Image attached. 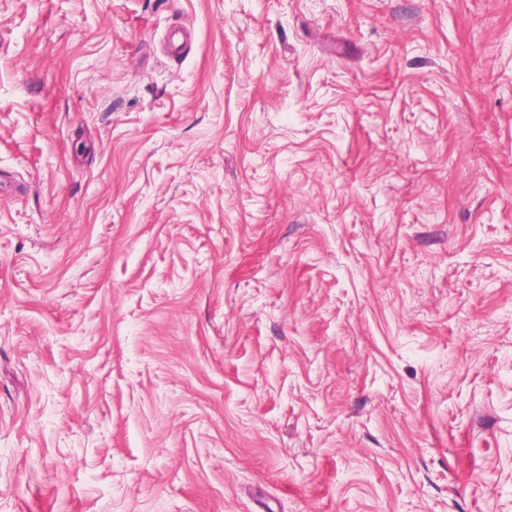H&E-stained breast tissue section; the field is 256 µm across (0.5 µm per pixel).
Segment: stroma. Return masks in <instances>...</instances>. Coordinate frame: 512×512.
I'll return each mask as SVG.
<instances>
[{"instance_id":"35a3bbf8","label":"stroma","mask_w":512,"mask_h":512,"mask_svg":"<svg viewBox=\"0 0 512 512\" xmlns=\"http://www.w3.org/2000/svg\"><path fill=\"white\" fill-rule=\"evenodd\" d=\"M0 512H512V0H0Z\"/></svg>"}]
</instances>
